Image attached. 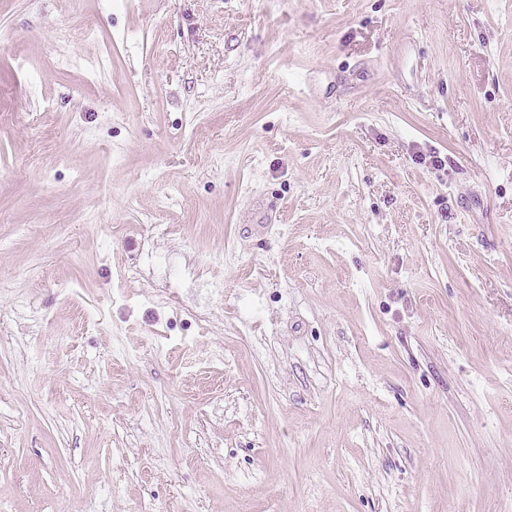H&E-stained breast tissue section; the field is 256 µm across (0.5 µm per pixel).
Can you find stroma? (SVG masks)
Segmentation results:
<instances>
[{"mask_svg": "<svg viewBox=\"0 0 512 512\" xmlns=\"http://www.w3.org/2000/svg\"><path fill=\"white\" fill-rule=\"evenodd\" d=\"M512 512V0H0V512Z\"/></svg>", "mask_w": 512, "mask_h": 512, "instance_id": "1", "label": "stroma"}]
</instances>
